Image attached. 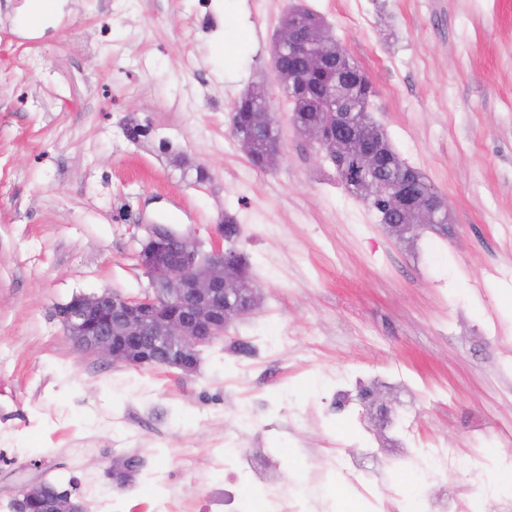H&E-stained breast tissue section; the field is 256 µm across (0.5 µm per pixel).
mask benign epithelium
<instances>
[{
  "instance_id": "1",
  "label": "benign epithelium",
  "mask_w": 512,
  "mask_h": 512,
  "mask_svg": "<svg viewBox=\"0 0 512 512\" xmlns=\"http://www.w3.org/2000/svg\"><path fill=\"white\" fill-rule=\"evenodd\" d=\"M288 71H283V60ZM273 69L281 85L299 94L310 85L323 88L327 104V121L303 130L319 153L336 161L334 152L343 128L336 122V108L352 106L354 86L362 80L350 75L340 79L331 74L332 62L316 47V39L300 24L282 26L276 38ZM362 175L375 170V153L363 140L356 142ZM383 196L393 202L390 227L400 234L406 230H423L439 222V205L415 194L402 181L380 183ZM420 212L421 223L404 224L409 209ZM145 232L140 239L136 259L149 277V289L138 296H124L105 290L94 296L79 295L65 304L66 324L81 330L94 329L93 320L106 314L109 321L123 325L120 336L106 334L79 346L113 362L135 367H169L192 369L188 355L224 335L235 320L255 313L261 297L253 293L249 303L236 306L233 295L246 279L247 265L240 253H229L220 242L201 255L196 243L173 229L160 224H138Z\"/></svg>"
}]
</instances>
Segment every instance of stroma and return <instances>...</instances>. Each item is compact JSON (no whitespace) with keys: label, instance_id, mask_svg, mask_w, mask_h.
Returning a JSON list of instances; mask_svg holds the SVG:
<instances>
[{"label":"stroma","instance_id":"35a3bbf8","mask_svg":"<svg viewBox=\"0 0 512 512\" xmlns=\"http://www.w3.org/2000/svg\"><path fill=\"white\" fill-rule=\"evenodd\" d=\"M0 0V512L17 490L76 483L86 512H225L223 450L293 485L299 462L350 457L393 506L420 459L380 437L363 378L417 446L461 464L430 489L478 500L512 454V0H69L42 34ZM292 7L323 20L372 82L367 112L443 197L448 221L397 237L295 129L273 76ZM264 93L277 167L251 165L231 108ZM148 126L131 139L128 125ZM233 217L257 313L203 347L194 371L105 362L55 311L135 296L139 224L208 252ZM141 465L125 479L126 458Z\"/></svg>","mask_w":512,"mask_h":512}]
</instances>
